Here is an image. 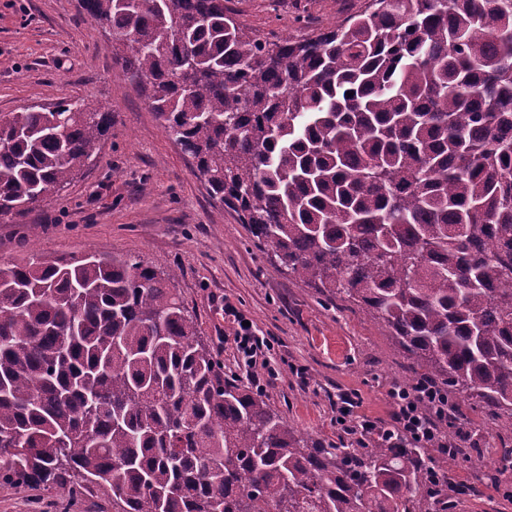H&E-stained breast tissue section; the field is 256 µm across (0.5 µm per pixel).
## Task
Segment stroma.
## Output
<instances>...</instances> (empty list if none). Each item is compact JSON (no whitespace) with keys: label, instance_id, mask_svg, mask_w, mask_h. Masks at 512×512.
<instances>
[{"label":"stroma","instance_id":"obj_1","mask_svg":"<svg viewBox=\"0 0 512 512\" xmlns=\"http://www.w3.org/2000/svg\"><path fill=\"white\" fill-rule=\"evenodd\" d=\"M361 0H229L259 35L304 36L334 27ZM70 98L97 101L112 130L71 182L21 216L0 218V265L88 253L131 256L176 271L179 299L224 365L238 371L224 335L232 304L270 343L275 379L265 395L301 434L336 444L343 397L359 415L389 420L390 384L410 385L412 361L354 304L305 286L257 246L237 213L213 200L193 160L164 131L127 79L104 32L79 0H0V113ZM466 435L483 463L512 448V429L462 407L448 435ZM448 512H512V479L492 489L465 457L448 464ZM54 493L0 485V512H56Z\"/></svg>","mask_w":512,"mask_h":512}]
</instances>
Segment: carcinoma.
Here are the masks:
<instances>
[{
  "mask_svg": "<svg viewBox=\"0 0 512 512\" xmlns=\"http://www.w3.org/2000/svg\"><path fill=\"white\" fill-rule=\"evenodd\" d=\"M210 195L300 281L512 425V0H365L256 34L224 0H82ZM88 99L0 114V217L97 154ZM132 257L0 267V484L112 512H447L448 454L300 434ZM512 470L502 449L487 479Z\"/></svg>",
  "mask_w": 512,
  "mask_h": 512,
  "instance_id": "cac0c4a2",
  "label": "carcinoma"
}]
</instances>
